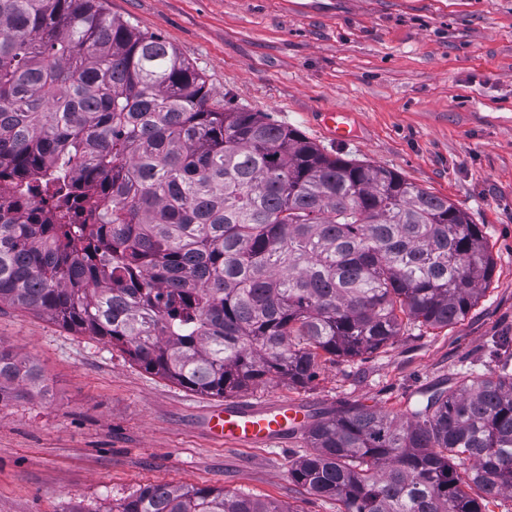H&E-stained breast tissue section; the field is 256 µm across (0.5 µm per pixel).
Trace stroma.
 <instances>
[{
  "mask_svg": "<svg viewBox=\"0 0 512 512\" xmlns=\"http://www.w3.org/2000/svg\"><path fill=\"white\" fill-rule=\"evenodd\" d=\"M162 37L219 104L268 113L325 153L393 169L480 224L495 267L444 328L408 325L380 350L320 359L304 386L275 381L237 403L311 414H397L466 373L512 370V0H107ZM352 114L353 142L319 115ZM0 342L36 363L43 390L0 401V512H114L147 484L217 487L291 512H337L290 477L304 435L266 448L210 440L221 405L146 371L104 338L0 304Z\"/></svg>",
  "mask_w": 512,
  "mask_h": 512,
  "instance_id": "35a3bbf8",
  "label": "stroma"
}]
</instances>
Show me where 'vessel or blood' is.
Segmentation results:
<instances>
[{"instance_id": "vessel-or-blood-1", "label": "vessel or blood", "mask_w": 512, "mask_h": 512, "mask_svg": "<svg viewBox=\"0 0 512 512\" xmlns=\"http://www.w3.org/2000/svg\"><path fill=\"white\" fill-rule=\"evenodd\" d=\"M321 127L331 140L349 142L354 138L352 114L346 109L323 113ZM307 423L306 409L294 402L266 407L227 403L211 409L207 432L241 448H262L302 432Z\"/></svg>"}]
</instances>
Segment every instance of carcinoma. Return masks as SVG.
<instances>
[{
  "label": "carcinoma",
  "instance_id": "obj_1",
  "mask_svg": "<svg viewBox=\"0 0 512 512\" xmlns=\"http://www.w3.org/2000/svg\"><path fill=\"white\" fill-rule=\"evenodd\" d=\"M0 187V302L211 396L306 385L323 357L446 327L494 270L448 198L216 107L172 45L98 0H0ZM42 384L0 346V400ZM305 433L291 479L338 512H486L512 492L509 374H467L404 418L311 415ZM117 512L291 510L153 484Z\"/></svg>",
  "mask_w": 512,
  "mask_h": 512
}]
</instances>
